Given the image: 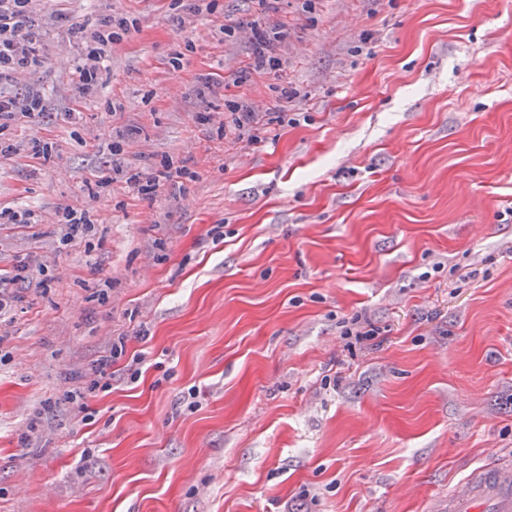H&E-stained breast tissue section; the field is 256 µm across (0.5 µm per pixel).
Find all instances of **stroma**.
Listing matches in <instances>:
<instances>
[{
	"label": "stroma",
	"mask_w": 512,
	"mask_h": 512,
	"mask_svg": "<svg viewBox=\"0 0 512 512\" xmlns=\"http://www.w3.org/2000/svg\"><path fill=\"white\" fill-rule=\"evenodd\" d=\"M206 2L120 0L138 30L82 97L71 28L115 4L36 0L44 64L0 88L46 105L0 130V210L42 219L0 266L53 276L0 316V512H440L512 466V0ZM259 18L286 24L275 73L249 69ZM235 102L293 122L233 143L194 120ZM164 156L197 179L141 200L127 177ZM67 205L88 246L61 244ZM118 334L141 373L114 364L75 423L64 396ZM59 217L57 224H66L63 240L67 243L86 237L94 223L88 210H77L69 206L63 208Z\"/></svg>",
	"instance_id": "35a3bbf8"
}]
</instances>
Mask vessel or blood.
Instances as JSON below:
<instances>
[{"label":"vessel or blood","mask_w":512,"mask_h":512,"mask_svg":"<svg viewBox=\"0 0 512 512\" xmlns=\"http://www.w3.org/2000/svg\"><path fill=\"white\" fill-rule=\"evenodd\" d=\"M487 506L492 512H512V473L484 467L448 495V512H482Z\"/></svg>","instance_id":"b4317fda"}]
</instances>
